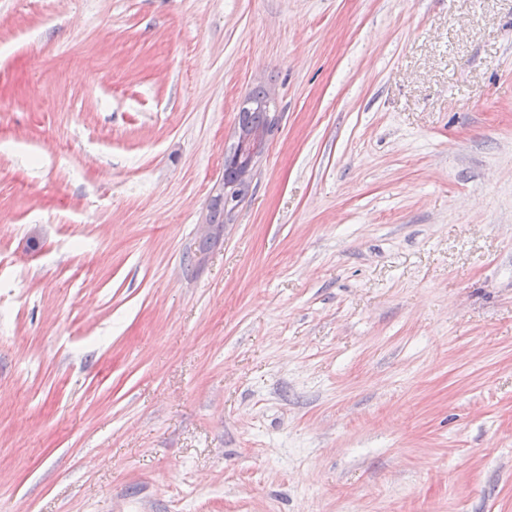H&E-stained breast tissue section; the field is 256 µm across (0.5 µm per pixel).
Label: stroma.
Returning a JSON list of instances; mask_svg holds the SVG:
<instances>
[{"label":"stroma","mask_w":512,"mask_h":512,"mask_svg":"<svg viewBox=\"0 0 512 512\" xmlns=\"http://www.w3.org/2000/svg\"><path fill=\"white\" fill-rule=\"evenodd\" d=\"M0 512H512V0H0ZM244 105L239 108L238 127L247 130H260L270 136L276 127L275 105L268 93L256 89L245 97ZM259 135L255 133H248L238 128L237 130V143L246 141H258L253 144L242 146L237 144L234 150L224 159V193L221 191L212 199L210 205L209 223L210 224H224V215L231 216V210H226L224 198L226 195H231L239 199V203L246 195L248 186H243L240 181V167L243 161L250 158H257L263 149L264 141L260 140Z\"/></svg>","instance_id":"1"}]
</instances>
